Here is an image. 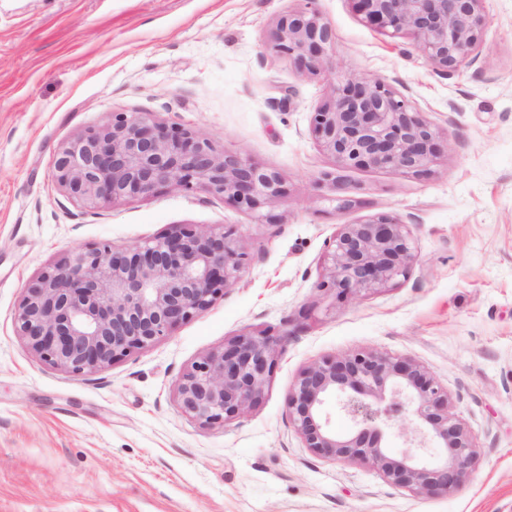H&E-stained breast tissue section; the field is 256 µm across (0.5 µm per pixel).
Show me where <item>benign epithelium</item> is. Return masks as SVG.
Returning <instances> with one entry per match:
<instances>
[{
	"instance_id": "benign-epithelium-1",
	"label": "benign epithelium",
	"mask_w": 512,
	"mask_h": 512,
	"mask_svg": "<svg viewBox=\"0 0 512 512\" xmlns=\"http://www.w3.org/2000/svg\"><path fill=\"white\" fill-rule=\"evenodd\" d=\"M362 21L389 37L410 38L443 78L475 61L484 42L481 0H351ZM331 24L317 0L277 22L270 49L313 73L333 70ZM322 147L342 166L422 174L440 151L434 127L380 78L350 74L311 116ZM55 177L71 199L94 210L114 200L162 189L204 188L237 208L261 214L284 194L278 172L236 155L219 154L191 129L168 126L151 112H112L57 155ZM328 279L341 297L382 288L408 274L416 255L408 225L378 213L345 225L327 244ZM246 253L224 229L181 224L128 249L81 248L31 280L14 313L16 332L48 364L75 375L113 364L172 335L206 311L239 278ZM281 338L241 334L194 363L177 385L184 413L222 425L262 399ZM336 396L355 430L339 434L323 417ZM448 391L412 359L375 350L324 358L290 387L288 420L305 447L332 460H359L392 485L431 495L465 487L477 461L473 437L449 412ZM417 427L446 448L438 465L408 450L394 458L383 428Z\"/></svg>"
}]
</instances>
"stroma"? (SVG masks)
<instances>
[{"label": "stroma", "mask_w": 512, "mask_h": 512, "mask_svg": "<svg viewBox=\"0 0 512 512\" xmlns=\"http://www.w3.org/2000/svg\"><path fill=\"white\" fill-rule=\"evenodd\" d=\"M297 0H0V512H512V0H482L476 61L440 77L413 41L369 27L351 0H318L333 74L270 48ZM385 78L444 144L426 173L340 166L311 114L337 76ZM112 112H150L217 153L277 171L258 219L206 189L90 211L54 178L70 141ZM364 200L338 208L341 197ZM407 224V277L340 301L326 243L375 213ZM182 224L231 231L238 281L172 335L81 376L17 335L28 280L72 251ZM282 337L259 404L208 426L177 383L226 340ZM410 358L447 389L474 436L470 482L448 495L391 485L370 465L305 448L288 389L357 350Z\"/></svg>", "instance_id": "stroma-1"}]
</instances>
